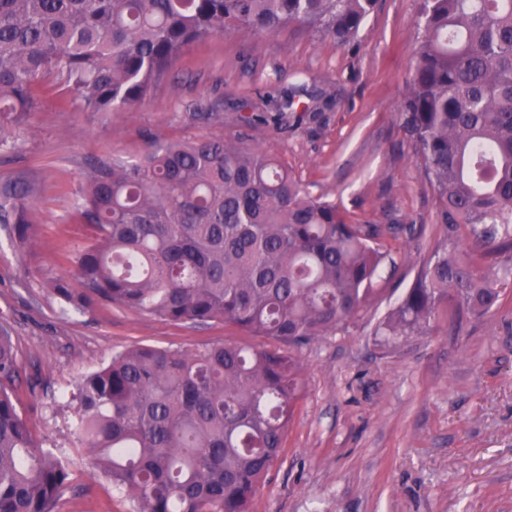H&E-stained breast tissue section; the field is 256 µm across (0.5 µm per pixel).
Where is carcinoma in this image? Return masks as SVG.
I'll return each mask as SVG.
<instances>
[{
	"label": "carcinoma",
	"mask_w": 512,
	"mask_h": 512,
	"mask_svg": "<svg viewBox=\"0 0 512 512\" xmlns=\"http://www.w3.org/2000/svg\"><path fill=\"white\" fill-rule=\"evenodd\" d=\"M375 0H0V130L21 124L41 82L73 87L89 112L148 98L190 45L296 25L350 44ZM403 128L436 196L443 244L379 323L420 336L448 313L499 305L512 264V0H421ZM39 185L0 184V229L31 241ZM70 209L87 243L44 280L67 307L113 305L161 319L222 321L260 348L138 346L72 393L67 457L40 449L12 389L21 366L0 329V512H55L71 466L89 463L138 512H251L301 399L299 348L366 306L385 257L375 224H351L278 158L240 139L152 144L95 165ZM477 244L448 252L461 230Z\"/></svg>",
	"instance_id": "1"
}]
</instances>
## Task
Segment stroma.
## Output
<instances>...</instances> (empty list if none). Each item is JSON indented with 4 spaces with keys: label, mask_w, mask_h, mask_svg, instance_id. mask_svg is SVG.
<instances>
[{
    "label": "stroma",
    "mask_w": 512,
    "mask_h": 512,
    "mask_svg": "<svg viewBox=\"0 0 512 512\" xmlns=\"http://www.w3.org/2000/svg\"><path fill=\"white\" fill-rule=\"evenodd\" d=\"M420 0H376L354 41L291 26L275 36L234 30L191 45L142 103L87 112L73 92L51 89L5 137L0 181L31 173V243L0 232V326L14 340L16 400L43 447L68 455L66 394L137 345L178 351L268 340L215 323L203 328L120 307L62 311L44 288L82 242L59 195L94 164L131 159L156 142L244 138L279 158L312 196L358 224L386 230L387 256L369 303L345 329L301 350L303 397L254 512H512V280L487 315L448 319L382 345L378 323L433 256L438 204L399 107L409 90ZM330 96L316 119L245 123L293 87ZM56 512H136L125 494L75 467Z\"/></svg>",
    "instance_id": "1"
}]
</instances>
